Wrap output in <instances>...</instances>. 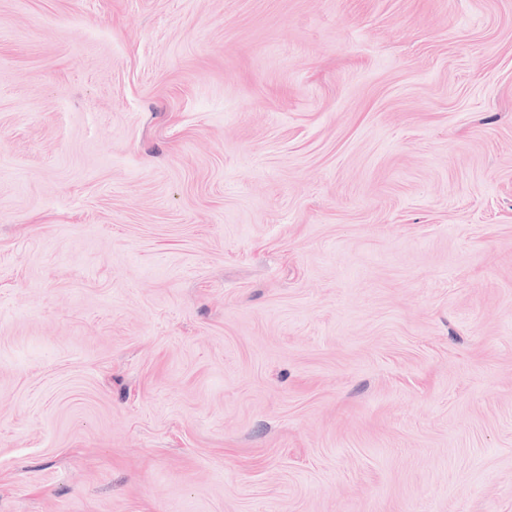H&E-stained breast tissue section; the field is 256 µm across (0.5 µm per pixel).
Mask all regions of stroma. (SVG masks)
Segmentation results:
<instances>
[{
	"instance_id": "stroma-1",
	"label": "stroma",
	"mask_w": 512,
	"mask_h": 512,
	"mask_svg": "<svg viewBox=\"0 0 512 512\" xmlns=\"http://www.w3.org/2000/svg\"><path fill=\"white\" fill-rule=\"evenodd\" d=\"M0 512H512V0H0Z\"/></svg>"
}]
</instances>
